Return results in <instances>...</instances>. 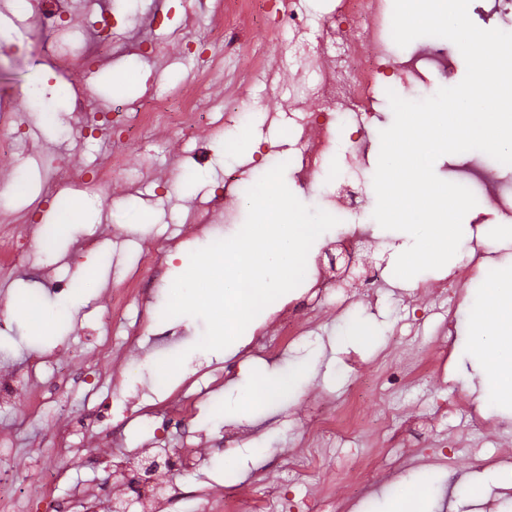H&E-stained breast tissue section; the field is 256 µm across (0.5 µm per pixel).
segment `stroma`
Masks as SVG:
<instances>
[{
  "instance_id": "obj_1",
  "label": "stroma",
  "mask_w": 512,
  "mask_h": 512,
  "mask_svg": "<svg viewBox=\"0 0 512 512\" xmlns=\"http://www.w3.org/2000/svg\"><path fill=\"white\" fill-rule=\"evenodd\" d=\"M336 5L297 0L308 19L299 33L259 27L240 7L217 13L215 0H68V30L48 52L34 11L22 14L13 0H0V93L12 97L22 124L13 146L0 150V233L28 244L19 262L0 263V377L24 372L31 358L48 359L11 403L0 405V469L28 477L20 493L0 494V512H56L75 495L103 487L125 497L121 474L105 472L100 458L122 456L135 468L172 454L187 439L199 467L174 483L206 489L209 512H223L230 482L245 485L258 476L279 487L285 512H315L325 503L335 512H388L415 486L422 487L428 512H512V405L481 384V349L491 337L477 320L487 274L512 270V238L496 233L497 226L512 225V214L476 192L455 258L409 280L394 274V251L405 233L382 229L372 217L379 133L394 119L388 92L430 97L463 79L464 59L443 38L390 45L392 59L420 57L417 69L383 81L365 126L337 113L321 169L303 175L299 138L317 133L302 130L296 118L322 81L330 49L319 21ZM102 13L113 20L106 49L93 27ZM220 25L235 47L212 48L215 61L200 78L187 44ZM299 38L307 54L287 64L288 48ZM62 85L86 93L104 112L188 96L203 98L207 108L186 113L181 131L157 127L133 140L87 136L70 101L56 96ZM239 134L253 141L252 153L227 150ZM282 162L287 186L309 207L337 212V195L358 192L359 207L338 212L339 225L320 235L308 256L322 257L343 231L357 232L363 248L352 268L376 270V281L344 305L333 295L308 299L304 283L269 304L272 312L295 305L306 328L297 344L282 346L269 321L247 326L224 350L197 349L202 320L162 316L171 285L190 253L209 245L211 230L234 236L248 212L244 185ZM473 167L512 184V165L480 151L441 156L434 170L456 183ZM217 194L223 206L213 209L212 229H203L197 213ZM157 255L159 269L151 262ZM473 261L479 272L455 279ZM58 280L66 282V293H56ZM130 284L153 313L152 327L141 334L138 304L112 306L113 289ZM357 324L367 327V339L352 337ZM171 334L187 358L161 385L153 344ZM59 365L73 376L61 399L46 390ZM293 372L300 380L288 397L259 399L242 410L239 399L259 376ZM365 378L375 389L360 408V426L336 435L310 478L289 479L287 462L309 448L317 411L343 407ZM193 380L203 395L184 424L141 426L131 408L136 399L174 404L177 388ZM452 400L466 414L449 411ZM101 406L109 412L107 440L71 428L67 466L43 447L49 426L68 425ZM59 466L62 479L44 492L33 474Z\"/></svg>"
}]
</instances>
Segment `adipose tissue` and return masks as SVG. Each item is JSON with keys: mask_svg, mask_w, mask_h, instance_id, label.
<instances>
[{"mask_svg": "<svg viewBox=\"0 0 512 512\" xmlns=\"http://www.w3.org/2000/svg\"><path fill=\"white\" fill-rule=\"evenodd\" d=\"M479 322L494 336L483 349L487 379L502 403L512 404V276L489 279L485 302L479 309Z\"/></svg>", "mask_w": 512, "mask_h": 512, "instance_id": "ef3b65f1", "label": "adipose tissue"}]
</instances>
